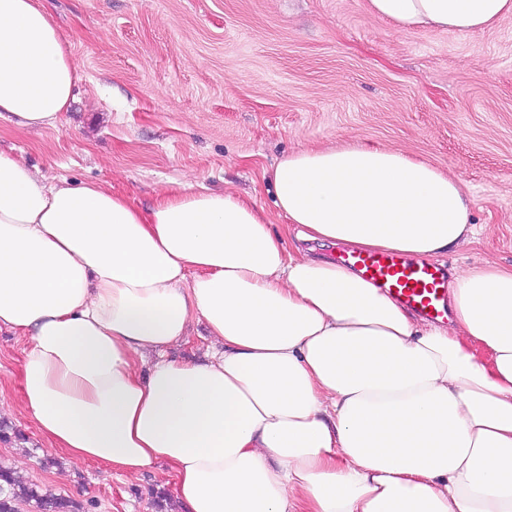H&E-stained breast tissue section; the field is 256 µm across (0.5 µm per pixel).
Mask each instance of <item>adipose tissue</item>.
I'll list each match as a JSON object with an SVG mask.
<instances>
[{
    "label": "adipose tissue",
    "mask_w": 512,
    "mask_h": 512,
    "mask_svg": "<svg viewBox=\"0 0 512 512\" xmlns=\"http://www.w3.org/2000/svg\"><path fill=\"white\" fill-rule=\"evenodd\" d=\"M467 33L512 0H368ZM78 66L39 0H0V118L56 126ZM272 230L235 191L127 196L0 151V332L51 446L172 472L181 512H512V268L452 269L422 319L311 242L422 261L475 234L459 181L349 143L275 165ZM299 245L290 248L289 238ZM204 324L212 353L170 348Z\"/></svg>",
    "instance_id": "ef3b65f1"
}]
</instances>
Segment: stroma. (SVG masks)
I'll return each mask as SVG.
<instances>
[{
	"mask_svg": "<svg viewBox=\"0 0 512 512\" xmlns=\"http://www.w3.org/2000/svg\"><path fill=\"white\" fill-rule=\"evenodd\" d=\"M79 65L56 128L0 119V150L48 181L97 183L150 208L182 182L251 198L275 226L284 155L348 141L427 160L462 185L477 235L445 267H512V15L466 34L397 31L367 0H41ZM25 343L0 333V404L26 443H0L22 480L156 512L164 466L128 476L48 449L23 404ZM56 465L46 467V455Z\"/></svg>",
	"mask_w": 512,
	"mask_h": 512,
	"instance_id": "1",
	"label": "stroma"
}]
</instances>
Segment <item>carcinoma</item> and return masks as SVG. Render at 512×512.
Segmentation results:
<instances>
[{"label": "carcinoma", "instance_id": "obj_1", "mask_svg": "<svg viewBox=\"0 0 512 512\" xmlns=\"http://www.w3.org/2000/svg\"><path fill=\"white\" fill-rule=\"evenodd\" d=\"M21 504L32 506L34 512H89L83 502L44 494L37 484L16 479L9 467L0 464V512H19Z\"/></svg>", "mask_w": 512, "mask_h": 512}]
</instances>
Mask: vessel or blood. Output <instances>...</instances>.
<instances>
[{"instance_id":"obj_1","label":"vessel or blood","mask_w":512,"mask_h":512,"mask_svg":"<svg viewBox=\"0 0 512 512\" xmlns=\"http://www.w3.org/2000/svg\"><path fill=\"white\" fill-rule=\"evenodd\" d=\"M340 260L427 319L447 317L448 279L439 265L389 251L346 253Z\"/></svg>"}]
</instances>
